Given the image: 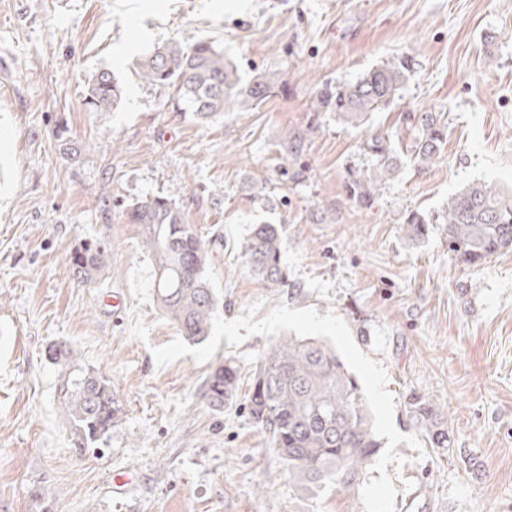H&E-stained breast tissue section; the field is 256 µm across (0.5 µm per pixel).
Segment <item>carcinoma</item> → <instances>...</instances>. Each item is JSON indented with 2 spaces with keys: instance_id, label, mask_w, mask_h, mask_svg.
<instances>
[{
  "instance_id": "obj_1",
  "label": "carcinoma",
  "mask_w": 512,
  "mask_h": 512,
  "mask_svg": "<svg viewBox=\"0 0 512 512\" xmlns=\"http://www.w3.org/2000/svg\"><path fill=\"white\" fill-rule=\"evenodd\" d=\"M414 67L409 55L384 61L349 84H325L316 94L319 112H334L341 120L362 124L370 112H380L395 100ZM143 81L175 90L186 111L208 119L228 110H248L281 81V72L265 71L245 80L224 51L201 40L184 47L177 42L154 48L139 63ZM122 89L109 70L88 83L85 105L93 112L117 105ZM448 125L439 112H422L410 145L413 165L424 168L440 154ZM363 148L377 157L372 171L348 182L350 197L364 207L374 203L382 182L399 173L403 161L386 134H372ZM132 224L145 227L143 247L151 257L157 302L161 310L193 342L209 336L219 300L210 288L206 269L210 246L183 222L178 208L160 197L134 202L127 211ZM448 252L460 264L479 266L512 250V194L491 185L473 184L448 198L443 215ZM413 243L429 234L427 217L412 211L404 218ZM238 252L266 288L287 284L281 265V233L275 224H257L238 245ZM101 243H83L70 257L77 276L88 281L105 267ZM48 359L60 367L56 395L74 435L75 448L85 453L106 444L122 409L109 380L73 360L69 345H50ZM241 372L234 363L219 364L204 384L210 407L221 410L236 401ZM255 425L268 433L272 450L288 474L305 491L334 489L353 495L363 470L382 447L356 378L336 353L311 339L290 338L265 350L249 377L243 397ZM412 419L431 445L448 447V430L436 419L433 406L417 398Z\"/></svg>"
}]
</instances>
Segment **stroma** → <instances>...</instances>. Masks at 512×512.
Instances as JSON below:
<instances>
[{
  "mask_svg": "<svg viewBox=\"0 0 512 512\" xmlns=\"http://www.w3.org/2000/svg\"><path fill=\"white\" fill-rule=\"evenodd\" d=\"M202 39L243 78L283 77L253 109L198 120L137 64ZM405 54L417 67L389 109L360 126L315 110L323 84ZM102 69L122 98L91 112ZM424 111L448 123L439 158L405 164L372 206L351 200L350 175L375 164L364 140L409 144ZM478 182L512 189V0H0V512H41L37 488L54 512H512V251L465 267L440 231L449 196ZM148 196L212 245L221 306L201 342L160 309L126 219ZM413 210L434 225L415 246ZM256 224L283 225L287 286L231 250ZM87 240L109 260L84 284L70 256ZM289 338L334 349L367 398L383 446L356 496L303 493L241 403L204 397L218 363L250 375ZM58 340L123 410L99 453H77L61 415ZM416 397L448 447L415 425ZM412 406V419L425 432L431 445L436 448L448 447V430L436 419L433 406L425 399L416 398Z\"/></svg>",
  "mask_w": 512,
  "mask_h": 512,
  "instance_id": "35a3bbf8",
  "label": "stroma"
}]
</instances>
